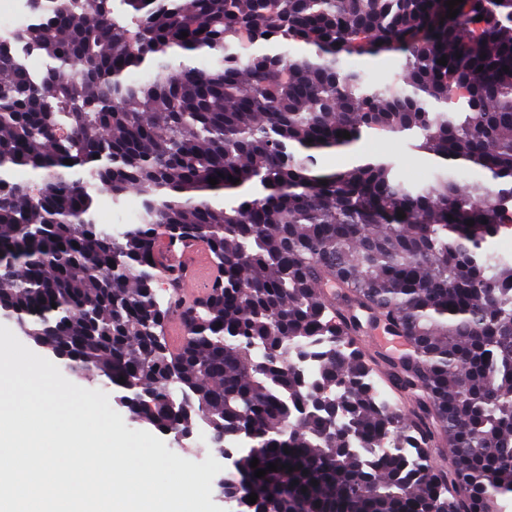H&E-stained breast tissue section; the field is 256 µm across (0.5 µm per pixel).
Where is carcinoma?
Wrapping results in <instances>:
<instances>
[{
  "label": "carcinoma",
  "mask_w": 512,
  "mask_h": 512,
  "mask_svg": "<svg viewBox=\"0 0 512 512\" xmlns=\"http://www.w3.org/2000/svg\"><path fill=\"white\" fill-rule=\"evenodd\" d=\"M455 8L40 0L18 39L47 71L0 58V306L73 373L122 389L134 418L169 434L196 415L216 444L247 439L225 481L239 512H502L512 498V261L486 247L512 227V0ZM198 51L218 67L192 65ZM354 54H396L400 72L371 82L344 66ZM146 65L148 82H127ZM370 132L443 164L425 183L389 154L318 170L317 154ZM19 167L37 187L8 179ZM463 167L494 185L459 184ZM100 185L115 202L137 192L140 223L95 224ZM163 239L213 256L204 298L160 308L153 282L176 287ZM325 287L409 352L366 359L364 326L328 318ZM176 311L178 350L161 334ZM319 345L308 381L291 359ZM377 366L407 417L380 398ZM255 458L280 469L257 478Z\"/></svg>",
  "instance_id": "cac0c4a2"
}]
</instances>
